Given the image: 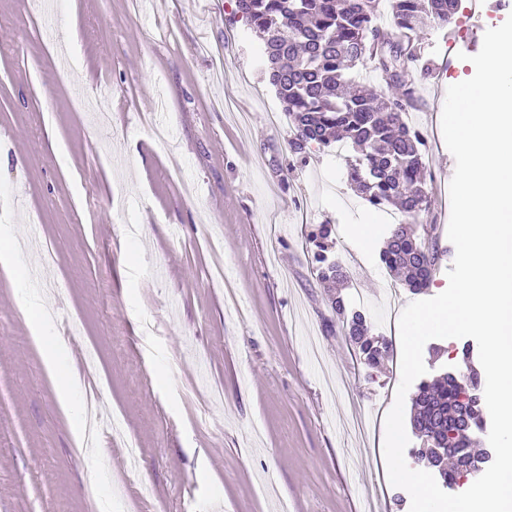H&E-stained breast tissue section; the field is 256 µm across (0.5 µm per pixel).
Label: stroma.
Masks as SVG:
<instances>
[{
    "instance_id": "obj_1",
    "label": "stroma",
    "mask_w": 512,
    "mask_h": 512,
    "mask_svg": "<svg viewBox=\"0 0 512 512\" xmlns=\"http://www.w3.org/2000/svg\"><path fill=\"white\" fill-rule=\"evenodd\" d=\"M505 19L427 27L403 73L427 141L419 221L442 254L417 295L381 241L355 262L356 227H383L388 209H364L333 148L290 150L288 118L269 119L282 106L264 42L235 0H44L37 14L0 0V226L24 269L56 253L47 283L0 273V512H410L409 493L377 478L401 372L365 364L331 300L386 339L407 304L446 289V89ZM320 224L347 273L338 289L318 277ZM44 313L78 376L68 413L31 338ZM464 344L429 340L428 377L482 372ZM90 394L123 430L92 452L72 439Z\"/></svg>"
}]
</instances>
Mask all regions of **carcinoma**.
<instances>
[{"label": "carcinoma", "mask_w": 512, "mask_h": 512, "mask_svg": "<svg viewBox=\"0 0 512 512\" xmlns=\"http://www.w3.org/2000/svg\"><path fill=\"white\" fill-rule=\"evenodd\" d=\"M381 0H236V11L265 42L269 81L276 90L294 129L291 147L301 152L310 143L323 147L332 139L354 151L348 178L355 192L379 206L394 205L410 216L407 224H392L379 257L391 274L410 290L428 287L439 260L429 246L435 227L419 228L417 220L428 206L422 135L407 127L402 114L413 100V88L402 78L387 80L391 94L378 96L346 92L355 67L370 60L383 75L400 59H418L417 32L425 21L447 26L459 8V0H390L393 34L376 23ZM319 278L325 282L345 279L343 268L316 255ZM348 334L359 345L365 363L373 367L389 351L385 342L367 337L365 316L354 312L346 321ZM470 384L447 373L439 382L421 381L413 398L411 428L425 438L429 461L448 451V424L469 419L467 434L480 428L479 399L467 412L457 399L471 393Z\"/></svg>", "instance_id": "carcinoma-1"}]
</instances>
